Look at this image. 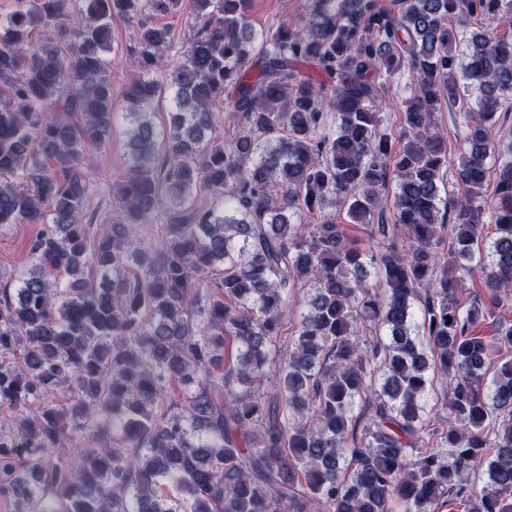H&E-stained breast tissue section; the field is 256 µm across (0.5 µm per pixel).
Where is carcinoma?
<instances>
[{"label": "carcinoma", "mask_w": 512, "mask_h": 512, "mask_svg": "<svg viewBox=\"0 0 512 512\" xmlns=\"http://www.w3.org/2000/svg\"><path fill=\"white\" fill-rule=\"evenodd\" d=\"M190 2L177 45L138 23L105 225L80 158L112 131V18L184 0H18L0 19V227L44 225L0 300V353L25 351L0 361V493L13 512H512V325L475 335L494 310L458 297L476 274L495 301L512 290V140L493 135L512 32L492 27L512 0H306L301 23L262 32L249 0ZM171 52L159 129L153 72ZM403 70L392 134L378 81ZM443 91L462 113L455 157ZM220 102L231 139L213 135ZM336 203L405 248L347 247L323 215ZM437 378L448 419L428 428ZM68 440L87 450L54 457Z\"/></svg>", "instance_id": "cac0c4a2"}]
</instances>
